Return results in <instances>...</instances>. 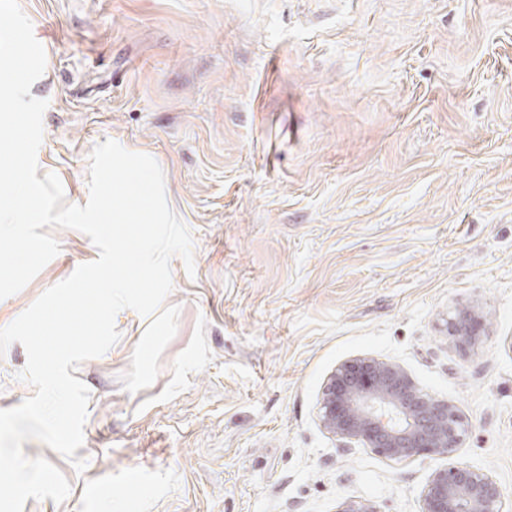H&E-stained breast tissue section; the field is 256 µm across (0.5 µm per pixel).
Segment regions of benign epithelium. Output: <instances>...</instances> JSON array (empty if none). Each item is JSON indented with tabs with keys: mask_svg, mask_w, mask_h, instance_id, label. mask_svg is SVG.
I'll return each instance as SVG.
<instances>
[{
	"mask_svg": "<svg viewBox=\"0 0 512 512\" xmlns=\"http://www.w3.org/2000/svg\"><path fill=\"white\" fill-rule=\"evenodd\" d=\"M473 311L457 309L448 317V338L471 351L480 338L468 327ZM320 422L345 442L372 448L390 459L424 452L451 457L465 434L456 407L420 389L398 363L372 357L341 362L328 377L320 400ZM337 512H378L367 501L349 498ZM421 512H502V492L481 468L450 463L430 476Z\"/></svg>",
	"mask_w": 512,
	"mask_h": 512,
	"instance_id": "benign-epithelium-1",
	"label": "benign epithelium"
}]
</instances>
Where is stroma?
I'll return each instance as SVG.
<instances>
[{
    "label": "stroma",
    "mask_w": 512,
    "mask_h": 512,
    "mask_svg": "<svg viewBox=\"0 0 512 512\" xmlns=\"http://www.w3.org/2000/svg\"><path fill=\"white\" fill-rule=\"evenodd\" d=\"M46 52L40 174L89 197V156H152L193 238L172 257L177 331L148 388L120 380L149 320L80 364L84 472L24 512H421L448 461L482 468L512 512V0H18ZM60 251L0 299V328L99 251ZM475 311L462 355L448 316ZM370 356L448 399L453 458L343 450L318 417L328 375ZM0 356V409L35 389Z\"/></svg>",
    "instance_id": "obj_1"
}]
</instances>
